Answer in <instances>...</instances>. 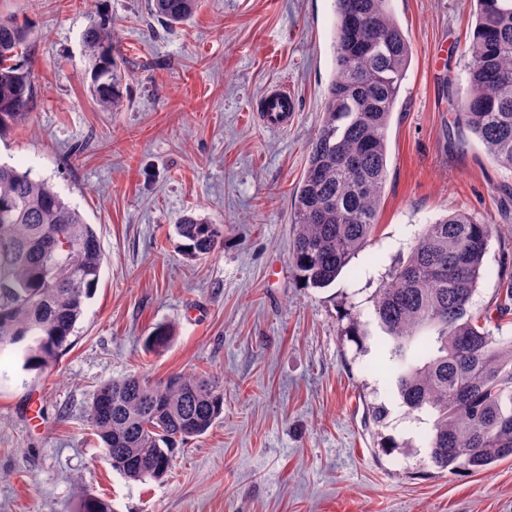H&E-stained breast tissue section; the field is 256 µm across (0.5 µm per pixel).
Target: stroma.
<instances>
[{"label": "stroma", "instance_id": "35a3bbf8", "mask_svg": "<svg viewBox=\"0 0 512 512\" xmlns=\"http://www.w3.org/2000/svg\"><path fill=\"white\" fill-rule=\"evenodd\" d=\"M412 49L392 113L378 226L336 283L304 286L291 265L293 190L334 78L333 0H199L167 28L149 0H0L31 30V119L0 135V163L47 180L93 224L105 260L70 347L50 369L0 354V512H512V460L480 474L398 455L376 435L419 438L376 345L340 336L425 224L462 209L493 225L473 296L491 309L512 274V168L460 132L442 94L468 87L475 0H391ZM112 23L123 103L99 109L82 34ZM298 111L288 130L256 118L277 83ZM463 140L454 148L452 140ZM186 215L222 225L203 259L181 249ZM163 325L173 338L150 352ZM209 375L224 413L178 448L163 481L132 482L98 447L87 411L98 385L138 373ZM390 411L374 429L368 408Z\"/></svg>", "mask_w": 512, "mask_h": 512}]
</instances>
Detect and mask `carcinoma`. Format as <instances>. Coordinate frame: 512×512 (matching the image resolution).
<instances>
[{"instance_id":"1","label":"carcinoma","mask_w":512,"mask_h":512,"mask_svg":"<svg viewBox=\"0 0 512 512\" xmlns=\"http://www.w3.org/2000/svg\"><path fill=\"white\" fill-rule=\"evenodd\" d=\"M334 78L323 119L294 191L291 263L308 288L331 286L364 250L377 226L386 178L388 129L411 46L389 0H334ZM467 51L469 89L451 98L454 122L512 168V0H477ZM198 0H152L154 15L188 21ZM30 33L0 14V133L33 110L27 57ZM90 92L104 112L121 103L112 24L91 18L83 33ZM184 253L211 254L222 227L194 216L175 225ZM493 228L457 210L431 224L372 296L392 363V382L408 413H429L422 442L432 465L482 473L512 459V337H496L471 308ZM104 263L93 225L48 182L0 165V353L23 369L45 371L69 345ZM500 313L512 310V276L498 290ZM340 335L367 350L360 312L349 306ZM167 327L145 339L166 347ZM224 413V390L199 374L159 381L138 375L110 380L94 393L88 423L112 469L129 481L163 480L177 444L205 434ZM77 512H112L87 497Z\"/></svg>"}]
</instances>
